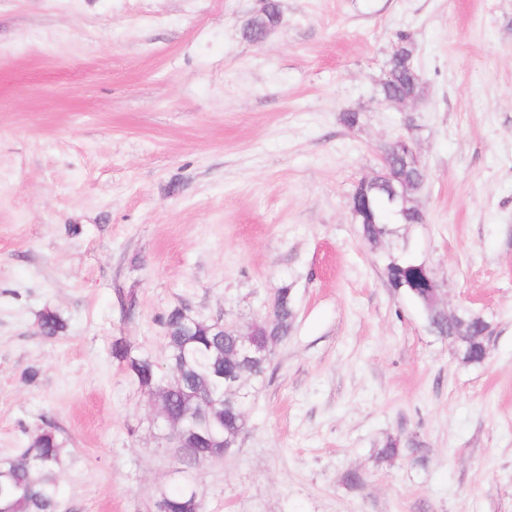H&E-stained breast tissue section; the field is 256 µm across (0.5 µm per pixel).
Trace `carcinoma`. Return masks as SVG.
I'll return each instance as SVG.
<instances>
[{"label":"carcinoma","mask_w":512,"mask_h":512,"mask_svg":"<svg viewBox=\"0 0 512 512\" xmlns=\"http://www.w3.org/2000/svg\"><path fill=\"white\" fill-rule=\"evenodd\" d=\"M386 71L390 77L380 83L382 98L420 95L421 81L413 76L408 55L392 51ZM418 177L410 161L392 159L382 166L376 182L361 193L363 237H384L393 233V224H416L422 219L418 206L409 203L395 209L389 202L394 188L409 198L418 194ZM396 274L412 285L419 276L418 263L404 257ZM273 307L276 328L286 338L294 315L288 288L276 290ZM163 325L165 366H159L147 353L130 356L121 342L113 344L112 354L127 363L139 386L157 391L169 405L190 441V451L183 461L189 466L198 465L210 460L213 440L234 443L246 428V406L251 395L246 381L262 382L268 363L246 365L227 358L234 337L224 335L210 322L191 323L182 308L172 309ZM66 328V322L55 312L46 311L39 317L38 329L45 338L61 336ZM62 464L63 442L50 428L35 434L20 455L0 460V512H57ZM153 507L154 512H198L200 502L192 488L180 485L160 492Z\"/></svg>","instance_id":"obj_1"}]
</instances>
